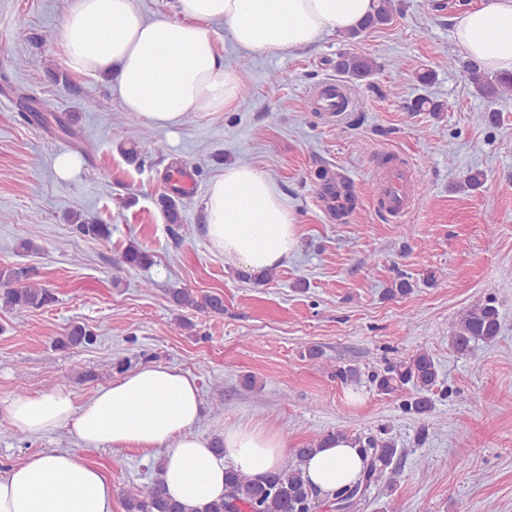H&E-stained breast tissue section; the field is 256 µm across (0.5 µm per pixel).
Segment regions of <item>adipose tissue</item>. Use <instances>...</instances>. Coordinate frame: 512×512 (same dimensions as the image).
Segmentation results:
<instances>
[{
    "instance_id": "adipose-tissue-1",
    "label": "adipose tissue",
    "mask_w": 512,
    "mask_h": 512,
    "mask_svg": "<svg viewBox=\"0 0 512 512\" xmlns=\"http://www.w3.org/2000/svg\"><path fill=\"white\" fill-rule=\"evenodd\" d=\"M375 0H176L171 18L143 15L135 0H71L58 42L74 74L106 82L125 112L147 126L176 127L192 112H221L241 93L208 26L257 53L308 47L325 33L358 30ZM455 42L483 70L512 71V0H485L454 19ZM210 248L251 271L280 265L298 245L297 225L273 182L248 164L226 166L203 202ZM12 424L32 436L68 429L81 448L158 450L168 494L189 512L224 494L228 469L261 475L285 465L282 437L261 423L225 429L224 452L195 434L202 400L195 379L145 365L86 400L65 388L17 395ZM365 462L349 437L333 438L302 465L325 501L357 484ZM0 512H112V484L79 450L30 455L0 476Z\"/></svg>"
}]
</instances>
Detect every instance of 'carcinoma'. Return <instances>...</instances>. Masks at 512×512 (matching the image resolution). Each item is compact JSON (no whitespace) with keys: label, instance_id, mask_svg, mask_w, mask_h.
Masks as SVG:
<instances>
[{"label":"carcinoma","instance_id":"obj_1","mask_svg":"<svg viewBox=\"0 0 512 512\" xmlns=\"http://www.w3.org/2000/svg\"><path fill=\"white\" fill-rule=\"evenodd\" d=\"M394 14L393 0H377L375 12L371 14L360 30L351 33L355 40L368 30L391 23ZM339 72L356 79L369 76L374 62L368 58L346 54L340 56L336 65ZM464 68L473 76L478 94L491 101L512 91V73H500L493 78L483 79L477 67L468 61ZM156 205L166 223L176 226L181 223V202L179 192L162 194ZM75 230L94 240L108 239L110 225L86 223L79 216L73 217ZM150 256L140 248L130 246L118 258L117 267H147ZM172 302L181 308H188L208 314L224 313V299L217 294H195L188 290H176ZM57 301L53 289L30 275L23 267H0V308L16 315L32 309L49 307ZM501 315L496 300L488 297L464 310L456 319L450 334L451 346L460 353L471 350L474 343H493L500 333ZM97 335L84 324H73L67 333L54 341V348L92 345ZM438 367L434 358L426 351H417L403 360L391 362L371 376L372 383L381 393L390 394L403 386L416 391L413 397L403 401L402 409L409 414H424L432 410L428 394L437 385ZM342 431H331L301 448L293 449L295 461L283 469L261 476H251L236 470L224 474V496L201 512H312L313 492L302 477L301 464L306 457L322 447L324 441L333 436H342ZM362 453L369 459L368 468L361 484L336 493V509L351 507L362 490L378 483L385 471L393 464L397 454L395 443L388 438L354 437ZM125 512H187L182 504L166 496L159 476L147 484H130L122 491Z\"/></svg>","mask_w":512,"mask_h":512}]
</instances>
